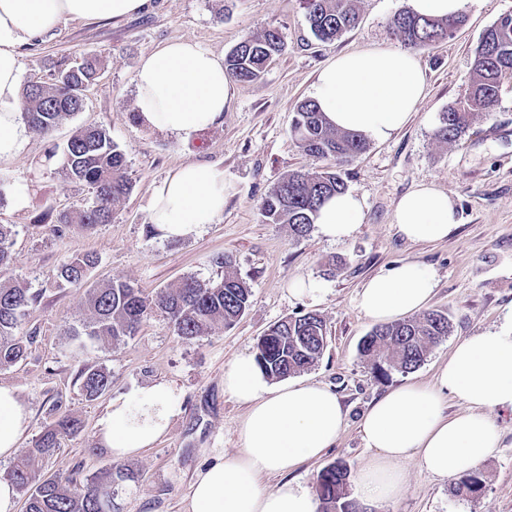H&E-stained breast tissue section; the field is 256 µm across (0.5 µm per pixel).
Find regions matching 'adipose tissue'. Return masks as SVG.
Returning a JSON list of instances; mask_svg holds the SVG:
<instances>
[{
  "instance_id": "adipose-tissue-1",
  "label": "adipose tissue",
  "mask_w": 512,
  "mask_h": 512,
  "mask_svg": "<svg viewBox=\"0 0 512 512\" xmlns=\"http://www.w3.org/2000/svg\"><path fill=\"white\" fill-rule=\"evenodd\" d=\"M146 0H0V160L15 156L25 135L19 121L18 48L64 19L120 18L142 10ZM135 108L145 124L186 141L222 122L234 88L224 59L196 42L158 46L136 71ZM425 93L415 53L373 47L336 56L317 73L311 96L336 128L385 141L400 130ZM224 173L215 165H180L152 193L150 222L162 238L182 239L224 211ZM364 202L345 192L327 199L315 222L321 235L341 241L362 221ZM394 222L415 243L444 240L456 228L448 193L413 185L397 201ZM437 286L427 268L404 262L367 280L358 307L378 323L424 309ZM224 390L246 409L238 427L240 450L201 470L185 512H319L309 488L291 471L319 459L340 434L345 412L326 385L309 381L271 383L253 355L236 358L224 371ZM462 408L446 411L445 395ZM512 411V309L496 331L457 343L436 372L435 383H405L375 400L360 422L371 451L358 467L355 488L362 503L396 498L403 464L417 460L438 479L475 469L501 441L489 412ZM179 412L174 386L153 382L112 398L96 424L113 458L139 455L163 438ZM29 428V413L14 388L0 386V459L13 457ZM281 475L274 487L261 486Z\"/></svg>"
}]
</instances>
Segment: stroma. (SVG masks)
<instances>
[{
  "label": "stroma",
  "instance_id": "stroma-1",
  "mask_svg": "<svg viewBox=\"0 0 512 512\" xmlns=\"http://www.w3.org/2000/svg\"><path fill=\"white\" fill-rule=\"evenodd\" d=\"M359 23L331 42L312 34L301 0H148L143 11L119 20L59 23L19 49L23 77L50 80L61 64L99 57L101 78L85 93V109L61 122L52 140L26 132L21 151L0 162V224L12 225L8 273L38 292L22 331L30 343L23 360L0 369V385L13 387L30 411V425L18 452L27 454L36 436L67 414L82 423L62 437L43 463V476L64 474L86 486L102 470L121 466L129 479L112 486V512H184L197 472L215 458L238 450L237 427L244 409L224 391V370L250 353L259 336L278 320L319 314L327 346L319 361L301 372L304 380L331 388L347 412L343 431L319 460L296 475L314 486L318 473L340 461L356 470L369 451L358 424L374 400L405 382L433 384L436 369L463 339L495 330L512 307V72L500 79L491 112L482 115L456 142L434 137L440 116L467 89L474 51L484 30L512 0H465L466 24L448 39L418 51L425 96L408 123L392 138L369 141L367 149L336 171L349 192L364 201V217L348 239L327 241L318 228L295 238L287 225L267 223L261 205L284 175L321 168L289 135L297 106L308 100L316 71L342 52L382 45L403 48L391 22L410 0H356ZM277 28L283 53L250 82L235 85L223 123L190 142L134 120L135 74L141 59L157 46L192 40L228 55L246 35ZM105 127L124 151L129 194L112 204V220L87 229L77 224L52 229V217L86 198L58 165H42L48 142L66 144L77 128ZM206 161L224 172V212L198 234L171 241L146 236L154 187L176 167ZM434 183L455 201L459 226L448 239L413 243L393 222L398 199L413 184ZM28 187L24 205L13 195ZM97 259L86 288H61L47 273L66 257ZM229 255L231 269L251 288L250 305L233 325L214 326L191 340L177 336L168 317L151 311L136 336L119 343L87 342L78 348L74 330L89 315L87 287L120 279L146 295L176 287L194 276L220 280L215 264ZM401 261L430 269L437 280L428 307L447 312L451 332L409 372L381 378L360 355L361 339L374 323L357 307V294L372 276ZM305 279L318 283V299L292 294ZM103 368L112 377L109 394L84 397L77 381L81 366ZM175 385L180 412L167 435L140 455L113 459L96 435V422L111 396L153 381ZM501 444L478 467L482 489L474 497L451 492L452 480L429 476L416 460L404 464L405 487L394 500L366 512H512V412L495 411Z\"/></svg>",
  "mask_w": 512,
  "mask_h": 512
}]
</instances>
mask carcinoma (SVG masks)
<instances>
[{
    "label": "carcinoma",
    "instance_id": "cac0c4a2",
    "mask_svg": "<svg viewBox=\"0 0 512 512\" xmlns=\"http://www.w3.org/2000/svg\"><path fill=\"white\" fill-rule=\"evenodd\" d=\"M355 2L303 0L313 35L320 41H333L355 27ZM463 22L461 14L447 20L401 10L393 17L392 27L405 45L421 50L447 38ZM283 49L279 30L268 28L258 35L241 38L224 60V67L237 81L254 80ZM100 71L99 60L91 56L58 68L50 84L38 77L28 80L23 85L20 104L29 129L49 138L63 120L83 111L84 92L99 78ZM506 71H512V13L500 16L485 30L475 51L465 95L442 113L436 138L444 143L455 142L477 116L491 111L498 100L500 77ZM290 132L306 154L329 165L320 171H293L282 177L267 194L261 211L266 221L286 224L295 236L304 237L314 224L321 202L346 190L335 164L361 154L367 148V140L360 133L331 127L311 100L297 107ZM58 156L66 177L88 188L93 199L89 204L59 213L56 231H62L66 224L93 228L108 222L112 218V202L131 189L125 177V154L104 128L89 125L79 128L63 151L52 146L45 155V163ZM12 236V227L0 224V275L10 266ZM96 263L97 259L88 254L71 256L49 271L48 277L61 288H81ZM250 296L247 282L230 274L212 283L190 276L151 300L116 279L88 291L89 317L84 322L83 335L102 343L122 341L134 336L143 318L156 309L170 318L178 336L191 340L216 324L233 325L247 310ZM38 299L39 294L14 279L0 278V369L23 358L26 345L20 332L22 321ZM450 328L448 316L439 311L427 312L418 319L377 325L363 338L360 353L372 370L384 377L394 369L408 372L421 364L428 349L448 335ZM325 346L324 321L307 313L274 323L256 343L255 359L268 378L278 380L311 368ZM77 380L91 400L112 386L108 372L88 364L80 369ZM80 429L78 419L69 415L59 417L37 436L33 449L12 465L8 477L15 489L26 495V512H109L112 470L94 475L90 486L84 489L69 477L41 476L43 459L53 455L60 438ZM347 479V466L340 461L320 471L316 494L322 512H357L359 505L344 493ZM481 485L480 474L474 472L456 483L452 493L467 497Z\"/></svg>",
    "mask_w": 512,
    "mask_h": 512
}]
</instances>
